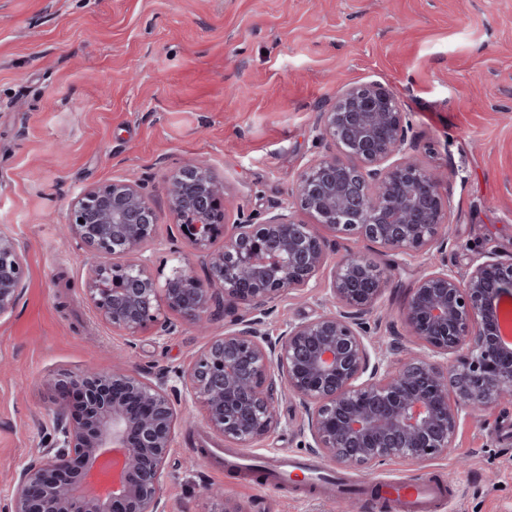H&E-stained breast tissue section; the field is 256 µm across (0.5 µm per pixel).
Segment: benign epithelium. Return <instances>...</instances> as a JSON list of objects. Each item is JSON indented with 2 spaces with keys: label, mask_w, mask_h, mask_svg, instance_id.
Listing matches in <instances>:
<instances>
[{
  "label": "benign epithelium",
  "mask_w": 512,
  "mask_h": 512,
  "mask_svg": "<svg viewBox=\"0 0 512 512\" xmlns=\"http://www.w3.org/2000/svg\"><path fill=\"white\" fill-rule=\"evenodd\" d=\"M316 132L332 151L310 161L292 201L258 224L227 227L224 181L207 164L172 177L168 208L207 266L205 282L185 267L162 284L155 278L146 252L158 214L138 183L114 179L72 201L67 233L92 257L87 297L113 328L134 338L166 311L202 328L219 309L245 314L176 374L175 385L136 369L70 377L76 407L57 418L37 462L16 474L8 512H166L165 466L182 394L203 404L224 441L248 448L277 425L284 391L302 409L298 431L311 447L367 471L392 458L419 464L445 456L462 416L512 405V256L483 255L463 275L448 268L442 229L451 194L416 157L395 93L374 82L353 86L319 113ZM322 228L389 256L440 254L410 290L400 313L405 334L390 343L396 351L407 340L417 350L395 363L371 356L367 316L384 281L353 253L332 269L334 307L266 337L268 304L312 287L327 264ZM26 267L24 248L0 230V318L13 312Z\"/></svg>",
  "instance_id": "1"
}]
</instances>
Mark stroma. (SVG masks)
I'll return each instance as SVG.
<instances>
[{
    "label": "stroma",
    "instance_id": "35a3bbf8",
    "mask_svg": "<svg viewBox=\"0 0 512 512\" xmlns=\"http://www.w3.org/2000/svg\"><path fill=\"white\" fill-rule=\"evenodd\" d=\"M369 82L398 95L420 158L448 180L449 266L463 274L482 253L511 256L512 0H0V229L27 258L26 288L0 319V512L62 409L49 379L125 365L171 377L234 319H214L206 336L178 319L129 341L87 299L85 253L63 229L71 201L115 178L144 183L159 213L154 274L183 266L205 277L167 208L170 178L204 160L231 218L261 221L327 153L319 112ZM326 238L331 260L354 251L382 272L369 343L385 352L435 252L393 268L361 238ZM330 304L322 288L283 294L266 332ZM276 412V428L240 451L255 465L299 454L357 482L442 479L458 487L443 512H512L510 406L463 416L447 456L368 473L308 448L289 396ZM178 413L167 512H366L352 491L310 494L226 471L202 405L187 400Z\"/></svg>",
    "mask_w": 512,
    "mask_h": 512
}]
</instances>
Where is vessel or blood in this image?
<instances>
[{
  "label": "vessel or blood",
  "mask_w": 512,
  "mask_h": 512,
  "mask_svg": "<svg viewBox=\"0 0 512 512\" xmlns=\"http://www.w3.org/2000/svg\"><path fill=\"white\" fill-rule=\"evenodd\" d=\"M320 474L319 464L309 458L280 456L268 461L265 479L270 483L294 480L300 483L314 481ZM375 497L389 512H436L444 501L453 499V486L441 482L415 484L412 482H385L374 484Z\"/></svg>",
  "instance_id": "obj_1"
}]
</instances>
